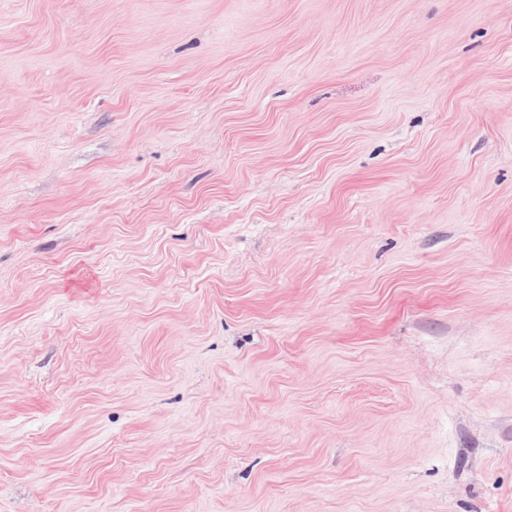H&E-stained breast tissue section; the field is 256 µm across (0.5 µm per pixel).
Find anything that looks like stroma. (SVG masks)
<instances>
[{"mask_svg": "<svg viewBox=\"0 0 512 512\" xmlns=\"http://www.w3.org/2000/svg\"><path fill=\"white\" fill-rule=\"evenodd\" d=\"M0 512H512V0H0Z\"/></svg>", "mask_w": 512, "mask_h": 512, "instance_id": "stroma-1", "label": "stroma"}]
</instances>
